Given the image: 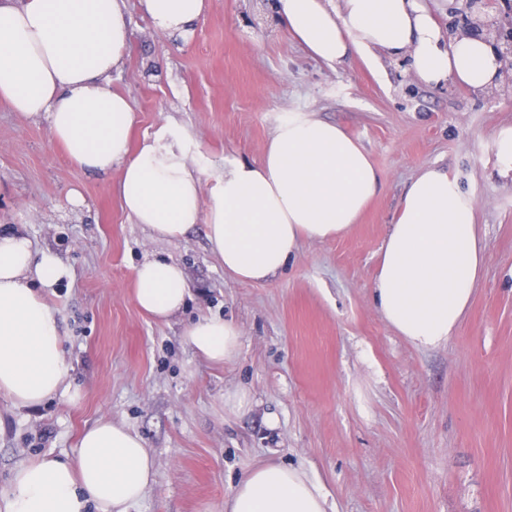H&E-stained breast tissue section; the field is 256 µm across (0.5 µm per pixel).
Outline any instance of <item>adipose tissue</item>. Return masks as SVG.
Returning <instances> with one entry per match:
<instances>
[{
	"label": "adipose tissue",
	"mask_w": 512,
	"mask_h": 512,
	"mask_svg": "<svg viewBox=\"0 0 512 512\" xmlns=\"http://www.w3.org/2000/svg\"><path fill=\"white\" fill-rule=\"evenodd\" d=\"M204 0H141L154 26L186 38ZM289 33L326 64L357 57H405L427 85L448 81L481 91L502 77L482 37L446 38L428 0H277ZM124 0H0V101L44 118L80 171L119 168L115 191L134 223L177 240L204 225L211 252L232 278L263 283L306 240L348 232L379 194L370 155L340 126L292 112L267 140L260 161L225 160L205 174L194 140L171 124L131 148L130 99L110 78L128 42ZM486 265L474 195L430 166L411 178L381 248L372 297L382 318L415 348L443 346L462 322ZM67 270L36 251L24 233L0 232V396L19 410L67 393L70 365L58 310L40 294ZM140 309L165 320L183 307V269L162 259L135 270ZM191 348L225 364L242 331L221 317L184 330ZM147 443L127 426L98 421L73 455L19 464L0 512H130L153 483ZM325 489L306 469L267 461L247 469L224 512H327Z\"/></svg>",
	"instance_id": "ef3b65f1"
}]
</instances>
